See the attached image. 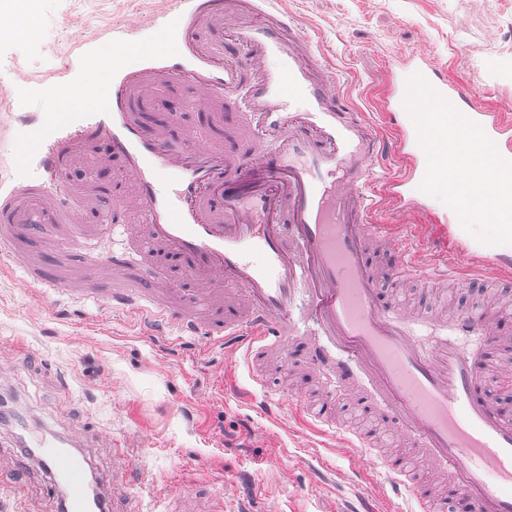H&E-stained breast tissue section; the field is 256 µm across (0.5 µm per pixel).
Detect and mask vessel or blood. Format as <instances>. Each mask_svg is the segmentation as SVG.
<instances>
[{
    "instance_id": "b4317fda",
    "label": "vessel or blood",
    "mask_w": 512,
    "mask_h": 512,
    "mask_svg": "<svg viewBox=\"0 0 512 512\" xmlns=\"http://www.w3.org/2000/svg\"><path fill=\"white\" fill-rule=\"evenodd\" d=\"M276 0H165L139 19L81 38L68 62L39 81L20 76L0 88V105L21 134L16 144L33 176L0 186V250L33 283L70 300L106 306L146 325L147 336H202L230 361L247 367L279 361L292 369L334 365L357 394V409L398 437L405 454L379 457L380 497L403 512H512V412L486 395L482 354L465 352L456 337L498 346L497 311L463 310L428 317L385 296L378 285L377 251L392 244L393 273L423 283L447 280L448 265L421 261L404 241H391L377 208L420 211L427 157L403 104L406 80L422 74L464 116L478 124L499 154L512 160V116L481 101L426 56L393 54L378 111L396 117L389 137L350 112L335 71L323 64L307 29L287 19ZM111 52H103L104 44ZM237 50L224 60L225 45ZM188 84L214 110L247 112L251 125L273 139L241 151L185 130L178 113L149 128L144 103L164 86ZM66 106L31 111L35 93ZM308 103L293 107L295 99ZM120 164L105 212L93 211V180L72 186L67 174L97 144ZM396 171L375 177L382 156ZM461 263L492 265L499 281L512 265L492 251L477 252L456 236V212L431 215ZM108 235L111 252L93 276L50 278L15 254L16 241L53 242L62 233ZM163 248L183 262L189 291L164 268L133 264L131 247ZM109 289H102V282ZM315 324L319 342L301 350L296 309ZM430 329L419 344L414 329ZM264 412L295 411L310 425L335 427L332 398L296 394L266 398ZM41 470L64 487V512H101L87 494L89 460L79 440L39 438ZM437 470L418 480L410 464Z\"/></svg>"
}]
</instances>
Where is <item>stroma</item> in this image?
<instances>
[{"instance_id":"1","label":"stroma","mask_w":512,"mask_h":512,"mask_svg":"<svg viewBox=\"0 0 512 512\" xmlns=\"http://www.w3.org/2000/svg\"><path fill=\"white\" fill-rule=\"evenodd\" d=\"M160 0H29L39 18L37 31L22 27L0 32V81L24 74L38 78L57 68L86 30L133 21ZM280 9L304 24L325 61L340 76L344 101L372 123L380 135L389 127L376 112L373 94L387 79L394 52L434 58L451 80L512 113V0H280ZM189 88L157 91L148 102L149 125L162 123L168 104L181 106L180 127H191L231 142L238 114L215 122ZM69 257L42 248L48 276L62 263L91 266L111 250V239H69ZM448 296L463 309L482 307L485 296L504 306L512 331V291L488 293L481 285L449 282ZM203 341L182 349L145 342L127 316L47 296L24 281L7 254L0 252V402L7 415L33 411L48 432L89 436L87 451L95 472L111 474L140 468L128 494L140 496L146 512H163L175 479L188 474L199 484L190 506L202 512L211 503L237 512V485L255 482L257 499L271 512H341L365 485L375 458L338 446L323 433L290 416L267 417L224 391L225 373L264 399L244 364L223 353L199 356ZM255 433L242 446H224L223 433ZM124 444V458L112 456L111 441ZM328 468V481L313 470Z\"/></svg>"}]
</instances>
